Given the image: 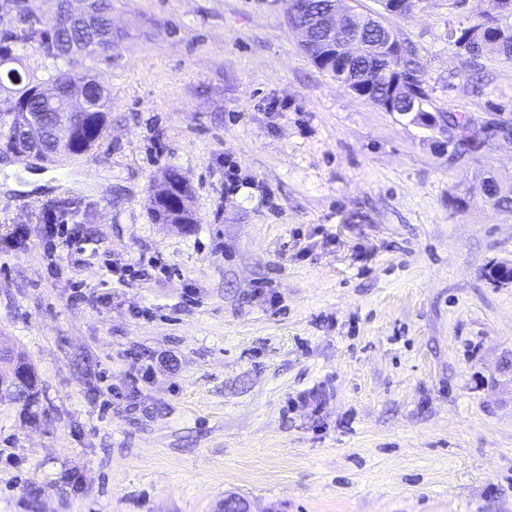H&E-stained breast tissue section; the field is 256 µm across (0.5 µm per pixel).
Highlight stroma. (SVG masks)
<instances>
[{"instance_id":"1","label":"stroma","mask_w":512,"mask_h":512,"mask_svg":"<svg viewBox=\"0 0 512 512\" xmlns=\"http://www.w3.org/2000/svg\"><path fill=\"white\" fill-rule=\"evenodd\" d=\"M93 150L0 155V512H512V57L456 55L453 0L386 23L459 151L306 56L288 0H109ZM178 170L197 222L155 223ZM467 196V209L451 208ZM55 224L48 237L46 224ZM470 123L475 125L471 116L468 120L463 114H449L448 123H442L438 119L437 123L434 124V130H437L440 134H448V125L452 126L456 138L455 148L458 150H469L479 136V133L473 130ZM12 365L6 378L17 380L12 391L15 403L28 405L36 394V376L31 363L21 354Z\"/></svg>"}]
</instances>
